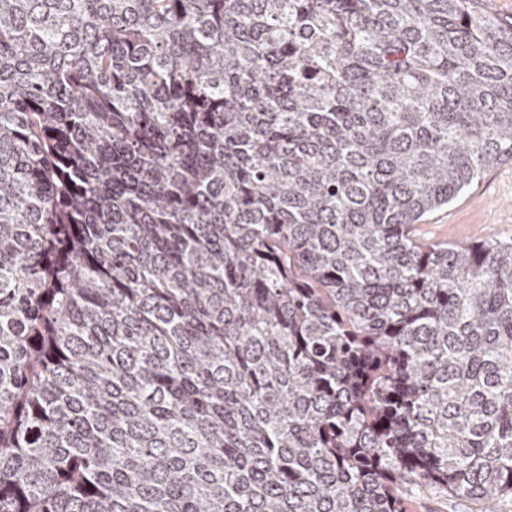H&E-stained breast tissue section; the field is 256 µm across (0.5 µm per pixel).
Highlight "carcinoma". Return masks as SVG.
<instances>
[{"instance_id":"cac0c4a2","label":"carcinoma","mask_w":512,"mask_h":512,"mask_svg":"<svg viewBox=\"0 0 512 512\" xmlns=\"http://www.w3.org/2000/svg\"><path fill=\"white\" fill-rule=\"evenodd\" d=\"M483 0H0V512L512 502ZM419 237L443 242L512 238V160L487 171L448 206L416 224ZM477 506L471 502L448 498L435 491H421L405 495V512H473Z\"/></svg>"}]
</instances>
